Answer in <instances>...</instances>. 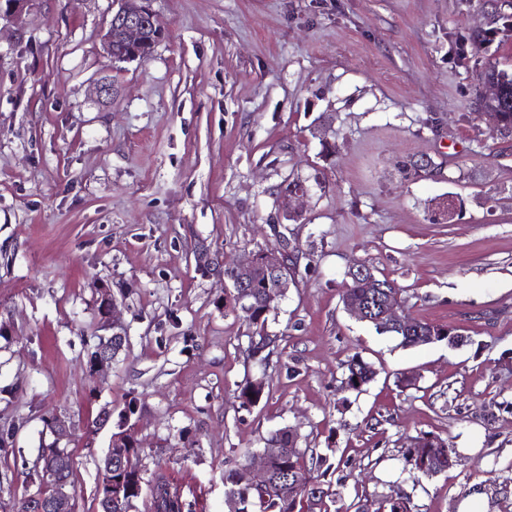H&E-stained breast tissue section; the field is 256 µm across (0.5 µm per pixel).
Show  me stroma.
<instances>
[{"label":"stroma","instance_id":"obj_1","mask_svg":"<svg viewBox=\"0 0 512 512\" xmlns=\"http://www.w3.org/2000/svg\"><path fill=\"white\" fill-rule=\"evenodd\" d=\"M152 7L163 39L120 64L103 52L115 0H32L0 24V429L18 427L0 512L33 489L53 416L71 424L77 512H97L115 432L133 429L147 475L224 512L225 467L258 461L285 426L329 482L330 512H456L474 489L512 512V132L475 107L479 71L512 72V0ZM296 180L308 193L291 220L279 198ZM283 242L295 283L264 361L198 254L243 265ZM361 264L464 344L403 347L356 320L342 293ZM104 292L129 347L92 377ZM356 355L376 376L341 389ZM258 377L264 398L241 409ZM426 435L466 465L414 478L404 453Z\"/></svg>","mask_w":512,"mask_h":512}]
</instances>
